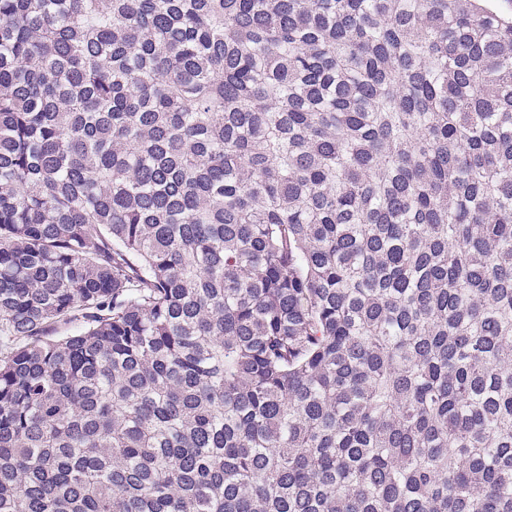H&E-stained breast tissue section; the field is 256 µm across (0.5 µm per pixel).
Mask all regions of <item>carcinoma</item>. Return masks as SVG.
<instances>
[{
	"mask_svg": "<svg viewBox=\"0 0 512 512\" xmlns=\"http://www.w3.org/2000/svg\"><path fill=\"white\" fill-rule=\"evenodd\" d=\"M0 512H512V19L0 0Z\"/></svg>",
	"mask_w": 512,
	"mask_h": 512,
	"instance_id": "obj_1",
	"label": "carcinoma"
}]
</instances>
